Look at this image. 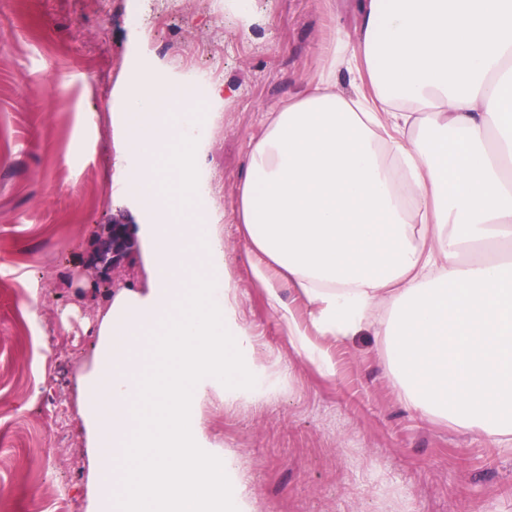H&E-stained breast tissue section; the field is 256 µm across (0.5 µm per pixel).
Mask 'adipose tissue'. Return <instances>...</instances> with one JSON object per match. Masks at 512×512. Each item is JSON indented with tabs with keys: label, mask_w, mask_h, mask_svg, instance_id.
Here are the masks:
<instances>
[{
	"label": "adipose tissue",
	"mask_w": 512,
	"mask_h": 512,
	"mask_svg": "<svg viewBox=\"0 0 512 512\" xmlns=\"http://www.w3.org/2000/svg\"><path fill=\"white\" fill-rule=\"evenodd\" d=\"M359 44L268 116L239 185L252 273L291 346L382 337L406 403L512 441V0H363ZM353 95L336 88V65Z\"/></svg>",
	"instance_id": "obj_1"
}]
</instances>
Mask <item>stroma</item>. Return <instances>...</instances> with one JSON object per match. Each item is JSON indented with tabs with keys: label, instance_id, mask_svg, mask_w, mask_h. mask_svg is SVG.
Masks as SVG:
<instances>
[{
	"label": "stroma",
	"instance_id": "obj_1",
	"mask_svg": "<svg viewBox=\"0 0 512 512\" xmlns=\"http://www.w3.org/2000/svg\"><path fill=\"white\" fill-rule=\"evenodd\" d=\"M0 0V512H88L78 393L94 367L111 290L95 286L106 224L140 222L112 197L122 133L112 115L136 62L204 94H238L210 113L199 159L209 209L223 216L226 271L241 324L272 391L216 393L200 410L211 446L230 451L252 512H512V446L421 417L387 370L382 340L311 332L319 372L253 281L237 189L270 112L317 77L336 35L356 45L361 0ZM84 341L70 346L75 328ZM70 409L58 444L39 398Z\"/></svg>",
	"mask_w": 512,
	"mask_h": 512
}]
</instances>
